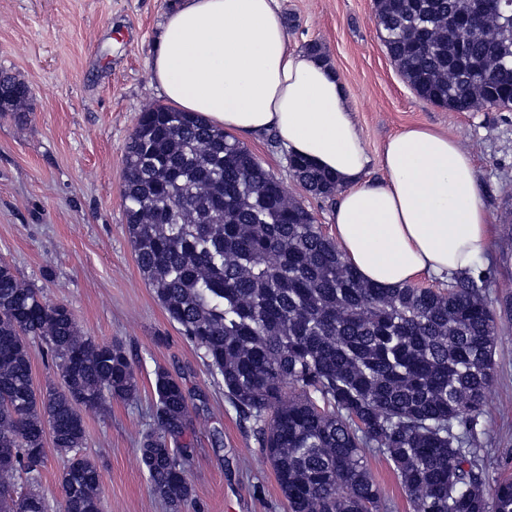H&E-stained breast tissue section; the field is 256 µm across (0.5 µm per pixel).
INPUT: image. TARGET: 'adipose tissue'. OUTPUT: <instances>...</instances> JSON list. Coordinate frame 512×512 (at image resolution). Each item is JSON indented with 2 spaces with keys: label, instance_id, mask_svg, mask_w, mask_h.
<instances>
[{
  "label": "adipose tissue",
  "instance_id": "obj_1",
  "mask_svg": "<svg viewBox=\"0 0 512 512\" xmlns=\"http://www.w3.org/2000/svg\"><path fill=\"white\" fill-rule=\"evenodd\" d=\"M153 81L184 112L242 135L274 131L334 175L338 250L365 282L402 288L473 268L492 246L476 167L452 135L415 125L384 147L383 179L333 71L290 45L277 0H182L161 26Z\"/></svg>",
  "mask_w": 512,
  "mask_h": 512
}]
</instances>
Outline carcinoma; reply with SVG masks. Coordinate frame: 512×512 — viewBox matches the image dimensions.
<instances>
[{
	"label": "carcinoma",
	"instance_id": "carcinoma-1",
	"mask_svg": "<svg viewBox=\"0 0 512 512\" xmlns=\"http://www.w3.org/2000/svg\"><path fill=\"white\" fill-rule=\"evenodd\" d=\"M374 0L390 59L424 100L456 112L512 111V4ZM0 112L28 98L0 77ZM123 206L140 274L252 425L287 512H384L367 453L385 457L413 512H512V478L488 485L478 443L493 380L496 320L472 280L387 291L361 281L314 214L224 129L158 105L126 145ZM316 196L336 184L303 159ZM56 374L35 384L32 348ZM126 349L84 335L68 307L0 261V512H50L32 481L51 440L67 456L63 512H99L101 474L81 455L83 411L134 402ZM154 427L138 451L169 512L193 501L182 383L154 372Z\"/></svg>",
	"mask_w": 512,
	"mask_h": 512
}]
</instances>
